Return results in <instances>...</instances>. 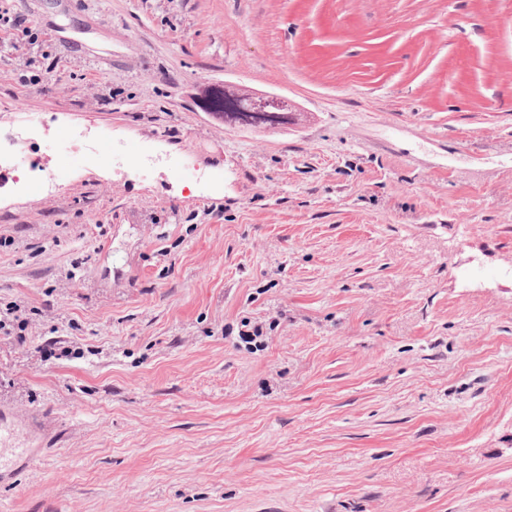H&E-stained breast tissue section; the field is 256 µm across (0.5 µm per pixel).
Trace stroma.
<instances>
[{"mask_svg":"<svg viewBox=\"0 0 512 512\" xmlns=\"http://www.w3.org/2000/svg\"><path fill=\"white\" fill-rule=\"evenodd\" d=\"M9 5L67 178L0 176V512H512V0ZM208 107L212 114L224 119V124L243 123L254 127L275 128L277 117L288 112H262L258 108L271 107L279 109V102L271 98H252L245 95H229L224 92H215L207 98ZM257 106V107H256ZM257 110V111H256ZM5 419L1 421L0 423V454L3 455L4 453H9L12 457V464L10 467H5L4 469H10L9 475L10 478L14 477L19 470V468L22 467V465L16 466L15 464L20 460H30L31 457L36 455L31 448H9L8 443L11 441L13 434L15 432V429L13 427V424L9 423L7 421V416L4 414ZM8 447V448H7Z\"/></svg>","mask_w":512,"mask_h":512,"instance_id":"35a3bbf8","label":"stroma"}]
</instances>
